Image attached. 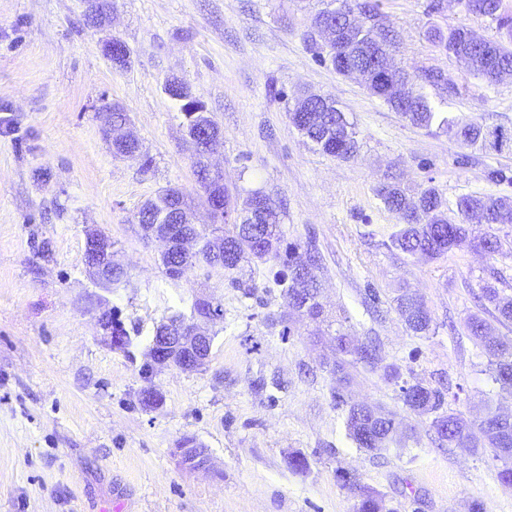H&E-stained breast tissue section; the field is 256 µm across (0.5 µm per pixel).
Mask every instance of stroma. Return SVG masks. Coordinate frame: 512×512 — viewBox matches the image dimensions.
Masks as SVG:
<instances>
[{
    "label": "stroma",
    "instance_id": "1",
    "mask_svg": "<svg viewBox=\"0 0 512 512\" xmlns=\"http://www.w3.org/2000/svg\"><path fill=\"white\" fill-rule=\"evenodd\" d=\"M381 0L380 21L395 34L393 57L410 73L443 71L462 94L430 96L450 112L512 130V77L486 86L427 38L464 25L493 37L489 18L457 0ZM323 0H112V26L87 25L86 0H0V512H353L354 488L337 470L384 497L391 512H512V490L489 454L439 444L428 417L410 413L402 379L444 388L448 407L479 415L492 384L469 337V316L487 317L477 295L486 281L512 295V224L502 255L466 247L417 259L391 247L398 218L375 195L379 184L434 185L448 203L465 195L512 197V151H478L408 123L357 79L315 60L303 34ZM121 40L131 64L104 55ZM207 106L222 139L213 157L233 195L258 192L280 212L288 241H310L322 261L328 315L284 326L289 314L278 264L230 277L203 266L169 279L163 245L137 221L165 187L183 191L197 223L210 224L192 167L184 115L165 92L171 78ZM334 98L354 123L358 155L323 154L292 125L297 91ZM123 104L143 160L115 156L100 109ZM112 242L128 287L106 292L83 265L86 234ZM424 297L432 322L413 334L395 310L398 291ZM211 295L224 306L213 325L208 365L141 376L145 350L163 319L189 313ZM117 312L132 339L113 349L98 325ZM290 335H283V328ZM345 331L379 347L376 365H350V400L396 413L409 440L377 453L355 448L332 399L324 361ZM155 388L162 403L139 401ZM186 437L207 448L206 471L179 465ZM310 466L292 468V453Z\"/></svg>",
    "mask_w": 512,
    "mask_h": 512
}]
</instances>
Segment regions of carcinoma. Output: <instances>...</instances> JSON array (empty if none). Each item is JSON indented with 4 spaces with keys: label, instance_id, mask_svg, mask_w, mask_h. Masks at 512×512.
<instances>
[{
    "label": "carcinoma",
    "instance_id": "obj_1",
    "mask_svg": "<svg viewBox=\"0 0 512 512\" xmlns=\"http://www.w3.org/2000/svg\"><path fill=\"white\" fill-rule=\"evenodd\" d=\"M483 2V16L495 22L499 38L474 43L467 38L468 29L464 27L446 32L435 30L430 33V38L435 46L450 55L470 56L473 74L485 84L494 85L502 71L512 72V13L503 9V0ZM330 4L333 5L336 27L340 29L336 44L324 48L315 37L316 28L324 16L322 10L310 18L304 41L319 62L330 63L336 73L341 74L350 66L366 62L370 48L385 51L394 40L389 29L382 27L377 33L373 31L380 16L379 0H330ZM110 9V0H96L94 9L87 15V23L102 25ZM352 16L364 17L366 27H348ZM439 86L446 89L450 100L462 95L461 89L444 72L436 69H427L411 81L408 98L404 101L387 96L383 83L378 81L369 86V91L418 128L430 132L435 127L460 144L480 151L502 152L512 148V131L500 126H485L474 119L443 110L442 104L433 101L427 92V88ZM289 118L296 129L323 153L340 160H350L358 153L355 126L336 101L311 98L305 111L291 112ZM193 167L204 190L206 205H212L217 194L223 197L221 220L226 228L217 241L211 239L207 229H199L197 236L201 246L187 258V266L197 264L210 268L221 249L234 252L233 262L224 265V271L229 273L240 270L242 264L251 259L280 263L288 268V273L280 279L281 285L287 291L297 287L302 294L301 315L313 322L319 320L324 315V308L319 301V283L314 272L319 269L321 256L314 245L308 243L303 247L298 242L286 241L279 214L274 208L265 215L243 214L226 185L207 183L202 179L201 160H195ZM375 195L384 208L398 215L400 224L391 233L390 241L409 255L421 254L434 259L455 248L471 245L485 249L492 257L503 250L497 226L512 224V219L505 220L498 211L503 204H512V199L507 197L463 196L456 201V217L450 218L447 202L433 186L419 188L416 196L411 198L398 183L389 182L379 185ZM180 207L187 208L184 193L175 188L163 189L140 208L138 223L149 224L152 215ZM475 210L482 211L485 218L478 231L467 224L470 213ZM479 299L493 307L494 318L499 323L512 324V296L486 282L481 287ZM396 309L413 332L426 334L430 331L431 316L422 298L406 291L397 297ZM482 323V318L470 317L466 322L467 332L488 359L489 377L497 386L496 395H512V337L489 336L483 332ZM333 351L332 373L336 375L337 386L332 398L336 406L345 408L346 435L355 447L365 452L379 451L392 439L394 414L371 405L362 407L345 397V390L351 383L346 367L354 363H375L378 348L340 333L333 337ZM400 396L403 405L416 415H423L425 409L434 414L431 427L439 442H446L450 447L469 448L474 453L488 452L494 460L501 462L498 480L504 488L512 489V423L499 419L493 398L485 400L481 419L469 424L459 414L445 408V393L438 387L419 381L406 382L400 386ZM379 506L378 494L359 488L355 512H378Z\"/></svg>",
    "mask_w": 512,
    "mask_h": 512
}]
</instances>
